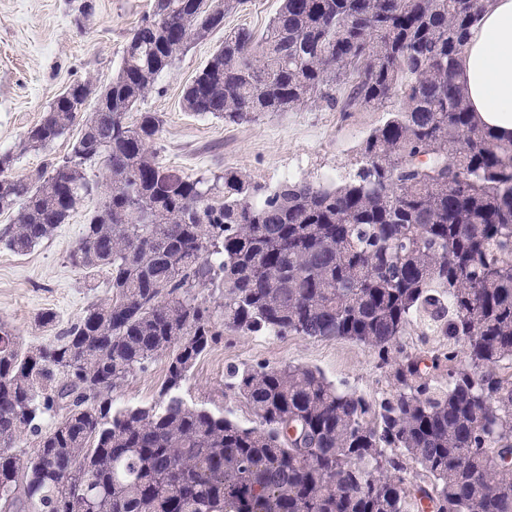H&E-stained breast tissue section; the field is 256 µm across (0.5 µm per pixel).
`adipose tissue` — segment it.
Wrapping results in <instances>:
<instances>
[{
  "label": "adipose tissue",
  "mask_w": 512,
  "mask_h": 512,
  "mask_svg": "<svg viewBox=\"0 0 512 512\" xmlns=\"http://www.w3.org/2000/svg\"><path fill=\"white\" fill-rule=\"evenodd\" d=\"M456 73L477 122L512 137V0H489Z\"/></svg>",
  "instance_id": "obj_1"
}]
</instances>
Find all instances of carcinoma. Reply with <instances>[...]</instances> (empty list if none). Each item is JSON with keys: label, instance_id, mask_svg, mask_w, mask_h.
Listing matches in <instances>:
<instances>
[{"label": "carcinoma", "instance_id": "1", "mask_svg": "<svg viewBox=\"0 0 512 512\" xmlns=\"http://www.w3.org/2000/svg\"><path fill=\"white\" fill-rule=\"evenodd\" d=\"M246 2L156 0L94 109L76 82L27 131L39 151L83 121L62 162L16 178L0 153L16 253L98 189L85 164L111 187L68 255L111 295L25 352L0 324V512H512V139L474 122L456 79L486 0H281L261 34L224 32L189 112L386 109L340 181L273 190L229 169L189 179L148 151L161 117L129 119ZM209 286L215 310L195 293ZM226 328L357 342L387 389L245 365L225 388L250 424L190 405L180 390ZM163 356L158 402L115 406Z\"/></svg>", "mask_w": 512, "mask_h": 512}]
</instances>
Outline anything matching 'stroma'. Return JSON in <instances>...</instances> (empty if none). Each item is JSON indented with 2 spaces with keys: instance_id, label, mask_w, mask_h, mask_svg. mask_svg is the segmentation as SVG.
<instances>
[{
  "instance_id": "stroma-1",
  "label": "stroma",
  "mask_w": 512,
  "mask_h": 512,
  "mask_svg": "<svg viewBox=\"0 0 512 512\" xmlns=\"http://www.w3.org/2000/svg\"><path fill=\"white\" fill-rule=\"evenodd\" d=\"M79 2L0 0V153L14 155L16 175H31L47 159L66 156L80 126H73L44 152L21 151L20 142L70 84L88 80L100 90L111 82L121 67L130 30L153 6V0H93L92 16L81 22ZM279 6L280 0H248L244 10L226 16L223 30L192 43L140 102V111L163 118L149 149L164 166L191 178L230 168L270 189L289 169L299 178L334 180L350 169L360 142L383 121V111L342 112L309 105L227 124L182 106L184 88L222 43L225 31L242 25L263 31ZM108 192L107 186H100L69 223L26 253H15L0 242V321L11 327L21 348L53 341L54 331L36 321L41 311L55 312L57 329H62L77 320L88 304L109 297L106 273L90 281L67 262L88 214ZM256 363L315 368L333 383L371 399L386 388L372 354L356 343L228 329L199 358L181 394L187 402L214 411L233 408L236 419L248 421L246 408L233 404L224 384L230 366ZM165 372V359L155 360L113 392L115 404H153Z\"/></svg>"
}]
</instances>
